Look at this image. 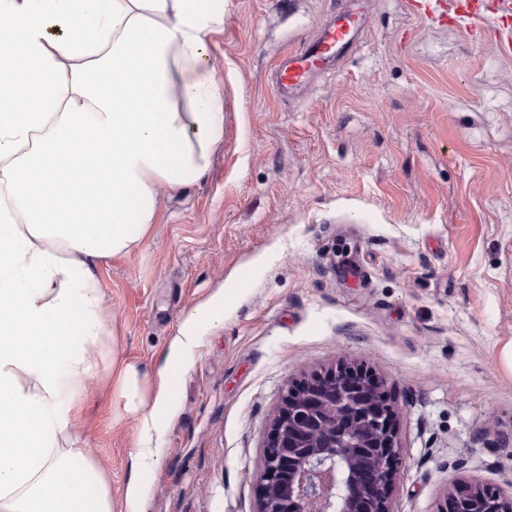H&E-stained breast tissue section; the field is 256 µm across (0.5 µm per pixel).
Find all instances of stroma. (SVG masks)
<instances>
[{
  "instance_id": "stroma-1",
  "label": "stroma",
  "mask_w": 512,
  "mask_h": 512,
  "mask_svg": "<svg viewBox=\"0 0 512 512\" xmlns=\"http://www.w3.org/2000/svg\"><path fill=\"white\" fill-rule=\"evenodd\" d=\"M347 2L220 0L224 138L99 272L119 358L149 375L185 313L229 294L176 375L142 512H257L283 392L342 363L396 408L394 512H436L463 479L512 488V55L364 0L356 48L278 96L280 61ZM74 413L123 505L136 416L108 381Z\"/></svg>"
}]
</instances>
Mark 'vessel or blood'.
Masks as SVG:
<instances>
[{
  "label": "vessel or blood",
  "mask_w": 512,
  "mask_h": 512,
  "mask_svg": "<svg viewBox=\"0 0 512 512\" xmlns=\"http://www.w3.org/2000/svg\"><path fill=\"white\" fill-rule=\"evenodd\" d=\"M445 16L448 23L477 27L479 33H493L502 51H512V0H451ZM358 20L344 13L310 40L303 50L289 53L279 66V89L306 82L314 73L335 66L355 44Z\"/></svg>",
  "instance_id": "vessel-or-blood-1"
}]
</instances>
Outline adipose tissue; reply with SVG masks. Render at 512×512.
<instances>
[{
  "label": "adipose tissue",
  "mask_w": 512,
  "mask_h": 512,
  "mask_svg": "<svg viewBox=\"0 0 512 512\" xmlns=\"http://www.w3.org/2000/svg\"><path fill=\"white\" fill-rule=\"evenodd\" d=\"M223 27L217 0H0V512H113L72 434L115 339L98 271L145 242L159 187L207 172ZM222 307L185 315L156 376L120 365L138 467L155 462L183 352Z\"/></svg>",
  "instance_id": "1"
}]
</instances>
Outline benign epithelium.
<instances>
[{
  "mask_svg": "<svg viewBox=\"0 0 512 512\" xmlns=\"http://www.w3.org/2000/svg\"><path fill=\"white\" fill-rule=\"evenodd\" d=\"M395 415L374 376L358 367L288 386L265 449L258 512H392ZM438 512H512V491L461 481Z\"/></svg>",
  "mask_w": 512,
  "mask_h": 512,
  "instance_id": "1",
  "label": "benign epithelium"
}]
</instances>
